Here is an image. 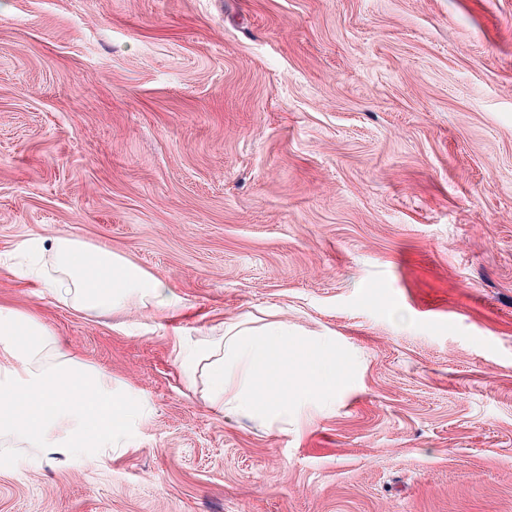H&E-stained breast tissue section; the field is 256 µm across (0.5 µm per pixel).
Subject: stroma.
Listing matches in <instances>:
<instances>
[{
  "instance_id": "35a3bbf8",
  "label": "stroma",
  "mask_w": 512,
  "mask_h": 512,
  "mask_svg": "<svg viewBox=\"0 0 512 512\" xmlns=\"http://www.w3.org/2000/svg\"><path fill=\"white\" fill-rule=\"evenodd\" d=\"M32 231L184 309L72 310ZM0 304L143 409L0 446V512H512V0H0ZM225 320L331 341L335 402L208 410L173 343Z\"/></svg>"
}]
</instances>
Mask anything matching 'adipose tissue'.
Masks as SVG:
<instances>
[{
  "label": "adipose tissue",
  "mask_w": 512,
  "mask_h": 512,
  "mask_svg": "<svg viewBox=\"0 0 512 512\" xmlns=\"http://www.w3.org/2000/svg\"><path fill=\"white\" fill-rule=\"evenodd\" d=\"M25 245L47 252L52 262L37 286L76 311L183 308L161 281L109 248L69 234L37 236ZM293 346L311 359L292 370ZM176 360L187 380L204 378L206 405L219 414L231 407L275 427L301 404L336 399V351L324 340L292 341L277 329L228 321L217 336L178 344ZM133 420L131 400L111 378L62 350L52 330L29 311L0 306V441L47 454L87 452L120 446Z\"/></svg>",
  "instance_id": "1"
}]
</instances>
